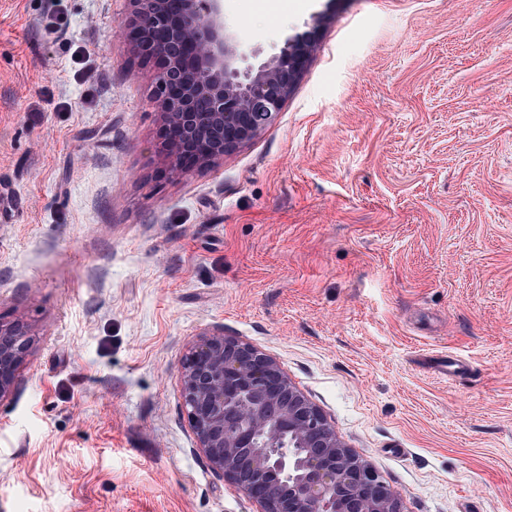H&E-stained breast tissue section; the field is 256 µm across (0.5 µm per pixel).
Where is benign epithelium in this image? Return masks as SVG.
Segmentation results:
<instances>
[{"mask_svg":"<svg viewBox=\"0 0 512 512\" xmlns=\"http://www.w3.org/2000/svg\"><path fill=\"white\" fill-rule=\"evenodd\" d=\"M119 37L153 65L166 174L207 169L273 124L315 46L317 25L258 65L224 22L223 0H132ZM33 337L0 322V400ZM183 407L196 448L259 512H403L401 493L342 443L281 364L248 342L205 333L183 356Z\"/></svg>","mask_w":512,"mask_h":512,"instance_id":"7a95c632","label":"benign epithelium"}]
</instances>
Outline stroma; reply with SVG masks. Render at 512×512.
<instances>
[{"label":"stroma","instance_id":"obj_1","mask_svg":"<svg viewBox=\"0 0 512 512\" xmlns=\"http://www.w3.org/2000/svg\"><path fill=\"white\" fill-rule=\"evenodd\" d=\"M130 0H0V512H257L195 448L213 329L274 357L404 512H512V0H224L277 121L179 179ZM33 341L21 323L0 322V400L12 394L17 372L31 353Z\"/></svg>","mask_w":512,"mask_h":512}]
</instances>
